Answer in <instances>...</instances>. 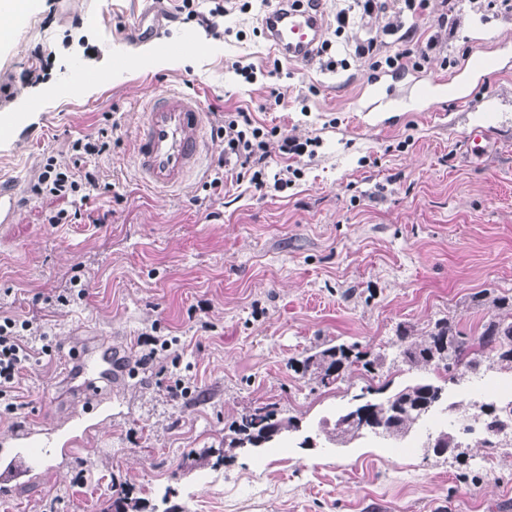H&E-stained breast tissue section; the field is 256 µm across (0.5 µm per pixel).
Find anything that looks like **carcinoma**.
I'll return each instance as SVG.
<instances>
[{"mask_svg":"<svg viewBox=\"0 0 512 512\" xmlns=\"http://www.w3.org/2000/svg\"><path fill=\"white\" fill-rule=\"evenodd\" d=\"M493 307L497 314L474 331L468 332L448 319L436 321L419 339L406 329L399 331L397 347L401 361L411 367L432 369L443 383L421 380L381 401L366 399V393L356 396L360 403L340 415L334 424L336 439L345 443L369 433L392 441L402 440L443 401L444 383L455 380L456 371L481 374L483 364L491 357L500 366L512 370V296L496 298ZM301 364L302 374L327 387L355 371L373 375L381 365V357L371 356L355 343H340L315 351ZM475 418L489 432L507 434L512 431V406L509 404L484 403ZM290 428H298L295 418L278 416L274 403L263 404L240 415L229 447L250 448L256 440L274 442ZM440 443L464 466L465 474H471L468 459L457 452L458 436L442 431L429 447L435 449Z\"/></svg>","mask_w":512,"mask_h":512,"instance_id":"1","label":"carcinoma"}]
</instances>
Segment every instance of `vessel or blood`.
I'll list each match as a JSON object with an SVG mask.
<instances>
[{"instance_id":"1","label":"vessel or blood","mask_w":512,"mask_h":512,"mask_svg":"<svg viewBox=\"0 0 512 512\" xmlns=\"http://www.w3.org/2000/svg\"><path fill=\"white\" fill-rule=\"evenodd\" d=\"M163 14L147 8L140 12L132 25L141 41L150 40L164 23ZM265 39L273 52L288 61L307 63L313 60L325 35L327 18L322 4L290 6L288 0H277L260 21ZM489 76L490 64L484 60L469 63L467 72H455L450 77H439L433 82L434 95L446 94L449 85L463 86L465 73ZM366 96L379 99L391 111L417 112L420 102L400 101L392 88L368 84ZM208 114L197 95L178 91L154 94L141 112L136 127L134 152L137 172L142 181L157 190H169L185 184L189 175L198 168L204 147V132ZM18 209V196L14 184L0 183V223H11ZM71 371L85 376L79 400L90 407L99 398L101 382L112 379V362H92L85 353L73 352ZM83 441L81 435L62 439L35 430H18L0 437V491L8 492L19 480L37 477L40 461L36 449L46 455L69 458Z\"/></svg>"}]
</instances>
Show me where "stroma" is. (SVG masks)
<instances>
[{
	"instance_id": "35a3bbf8",
	"label": "stroma",
	"mask_w": 512,
	"mask_h": 512,
	"mask_svg": "<svg viewBox=\"0 0 512 512\" xmlns=\"http://www.w3.org/2000/svg\"><path fill=\"white\" fill-rule=\"evenodd\" d=\"M167 0L168 19L149 42L130 31L144 0H38L36 10L0 43V180L22 196L15 220L0 223V309L17 317L47 315L51 355L36 354L20 376L15 412L0 416V436L18 428L62 431L77 405L69 381L73 350L111 352L119 376L103 392L95 425L65 465L48 460L36 479L0 498V512H111L120 490L150 512L167 494L172 512H512V457L469 446L480 467L461 478L453 458L420 447L393 450L367 436L341 444L336 418L367 386L394 392L427 378L397 361V332L422 336L441 318L480 326L494 310L474 293L512 295V9L473 12L470 0H432L425 15L404 17L412 41L436 37L441 52L423 68L405 65L397 93H416L442 75V58L464 65L495 59L467 102L423 112H361L358 93L379 74L373 60L347 52L346 67L279 60L259 34L262 10L219 18L220 37ZM329 17L347 12L349 35L377 39L381 55L403 48L382 35L381 19L357 0H325ZM448 25H437L440 13ZM204 47L183 64L142 67L145 48L174 52L186 37ZM47 52V63L34 56ZM109 59L119 77L81 90L85 69ZM254 66L246 82L235 66ZM46 77L24 84V71ZM282 97L273 102L270 91ZM195 93L207 112L240 110L254 125L320 137L314 155L271 153L272 169L303 175L287 189L257 191L225 183L210 209L195 196L213 178L224 142L209 135L204 169L179 191L161 195L142 184L133 139L145 102L160 91ZM35 109L18 113L24 99ZM112 128L108 155L97 158L104 189L87 200L32 197L47 158L72 163L71 143ZM475 128L491 149L467 151ZM65 211V224L49 213ZM107 214L103 224L89 215ZM80 281L87 296L67 306L42 292ZM167 341L156 360L141 361L140 339ZM358 344L381 355L374 377L351 373L323 387L298 363L323 344ZM184 381L191 391L171 389ZM277 404L299 429L283 452H235L218 468L197 465L206 448L223 447L249 407ZM217 480L204 484L207 475Z\"/></svg>"
}]
</instances>
